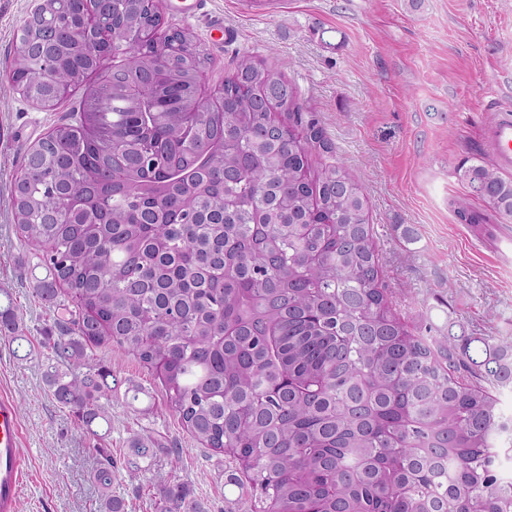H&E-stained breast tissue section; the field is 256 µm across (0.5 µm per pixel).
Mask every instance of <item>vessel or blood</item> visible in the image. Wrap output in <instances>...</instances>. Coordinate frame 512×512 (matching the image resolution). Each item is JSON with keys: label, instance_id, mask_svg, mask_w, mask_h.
I'll return each instance as SVG.
<instances>
[{"label": "vessel or blood", "instance_id": "b4317fda", "mask_svg": "<svg viewBox=\"0 0 512 512\" xmlns=\"http://www.w3.org/2000/svg\"><path fill=\"white\" fill-rule=\"evenodd\" d=\"M486 140L497 163L512 168V108L499 107L486 130ZM21 424L12 400L0 398V512H17L23 457Z\"/></svg>", "mask_w": 512, "mask_h": 512}]
</instances>
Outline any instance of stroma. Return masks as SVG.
I'll return each instance as SVG.
<instances>
[{
    "label": "stroma",
    "instance_id": "1",
    "mask_svg": "<svg viewBox=\"0 0 512 512\" xmlns=\"http://www.w3.org/2000/svg\"><path fill=\"white\" fill-rule=\"evenodd\" d=\"M35 4L0 0V307L22 313L23 335L37 342L54 313L34 293L46 272L14 231L16 152L67 119L76 102L40 110L7 79L16 35ZM177 5L162 0L161 9L208 53L207 88L223 84L228 64L212 29L220 21L235 31V47L285 75L337 158L363 174L383 280L404 320L461 322L475 335L512 339V221L478 230L459 223L451 207L467 195L458 167L493 165L483 132L496 106H512V0H421L416 8L409 0H271L262 7L197 0L192 17ZM90 360L144 389L133 403L113 398L112 422L94 438L47 391L44 356H14L0 334V396L16 402L22 423L18 512H98L96 446L121 459L128 437L145 429L181 450L178 467L160 462V475L175 472L208 512H245V502L225 498L234 466L192 438L153 369L113 345L95 348Z\"/></svg>",
    "mask_w": 512,
    "mask_h": 512
}]
</instances>
